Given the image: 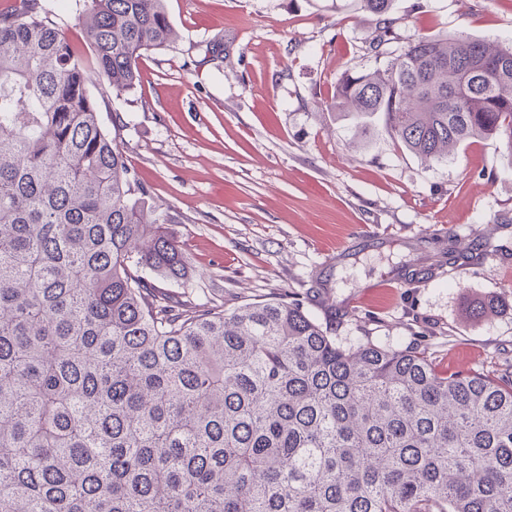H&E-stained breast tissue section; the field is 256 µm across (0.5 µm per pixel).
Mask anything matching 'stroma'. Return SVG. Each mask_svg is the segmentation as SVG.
<instances>
[{
    "instance_id": "obj_1",
    "label": "stroma",
    "mask_w": 512,
    "mask_h": 512,
    "mask_svg": "<svg viewBox=\"0 0 512 512\" xmlns=\"http://www.w3.org/2000/svg\"><path fill=\"white\" fill-rule=\"evenodd\" d=\"M169 47L101 109L172 219L197 302L282 295L349 347L417 344L441 369L512 364V163L476 139L425 163L382 132L352 142L328 106L379 66L369 17L332 0H166ZM396 54L442 32L512 43V0H396ZM483 239L480 260L467 244ZM496 314L473 317L486 299Z\"/></svg>"
}]
</instances>
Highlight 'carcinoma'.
<instances>
[{
	"mask_svg": "<svg viewBox=\"0 0 512 512\" xmlns=\"http://www.w3.org/2000/svg\"><path fill=\"white\" fill-rule=\"evenodd\" d=\"M395 2L336 10L375 17L377 55ZM75 20L88 61L43 0L0 11V512H512V371L343 347L295 300L189 298L89 89L135 88L166 0ZM331 108L425 162L490 137L512 161V46L418 35Z\"/></svg>",
	"mask_w": 512,
	"mask_h": 512,
	"instance_id": "cac0c4a2",
	"label": "carcinoma"
}]
</instances>
